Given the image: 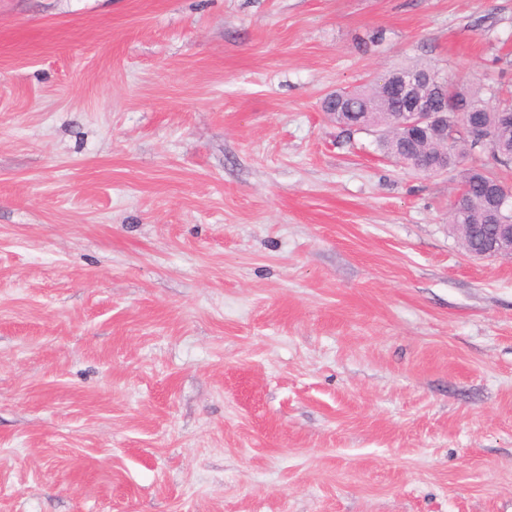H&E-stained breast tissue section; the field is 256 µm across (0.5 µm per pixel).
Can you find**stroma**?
<instances>
[{
    "instance_id": "1",
    "label": "stroma",
    "mask_w": 512,
    "mask_h": 512,
    "mask_svg": "<svg viewBox=\"0 0 512 512\" xmlns=\"http://www.w3.org/2000/svg\"><path fill=\"white\" fill-rule=\"evenodd\" d=\"M416 63L512 0H0V512H512V260L322 109Z\"/></svg>"
}]
</instances>
